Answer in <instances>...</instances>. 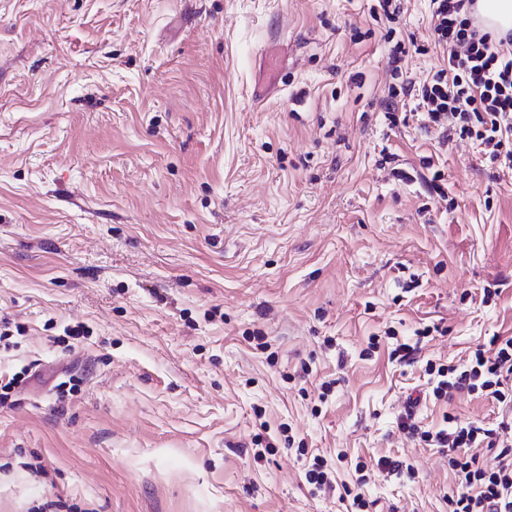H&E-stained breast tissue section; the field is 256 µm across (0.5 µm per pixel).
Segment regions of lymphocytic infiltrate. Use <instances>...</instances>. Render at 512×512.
<instances>
[{"mask_svg": "<svg viewBox=\"0 0 512 512\" xmlns=\"http://www.w3.org/2000/svg\"><path fill=\"white\" fill-rule=\"evenodd\" d=\"M434 41L448 51L447 63L429 81L402 93L412 96L440 137H470L492 160L512 169V36L493 37L474 23V0H430ZM432 394L448 400L455 393H477L500 404L512 403V337H491L461 366L427 363ZM446 428L423 430L411 419L401 428L427 445L448 451L457 492L448 512H512V422L496 427L446 415ZM492 450L481 459L477 451Z\"/></svg>", "mask_w": 512, "mask_h": 512, "instance_id": "f902f5d3", "label": "lymphocytic infiltrate"}]
</instances>
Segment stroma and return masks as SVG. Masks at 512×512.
Segmentation results:
<instances>
[{"label":"stroma","instance_id":"stroma-1","mask_svg":"<svg viewBox=\"0 0 512 512\" xmlns=\"http://www.w3.org/2000/svg\"><path fill=\"white\" fill-rule=\"evenodd\" d=\"M403 8L398 77L378 0H0V512H346L318 457L364 512H448L400 423L504 415L424 362L512 336V170L388 119L443 59Z\"/></svg>","mask_w":512,"mask_h":512}]
</instances>
